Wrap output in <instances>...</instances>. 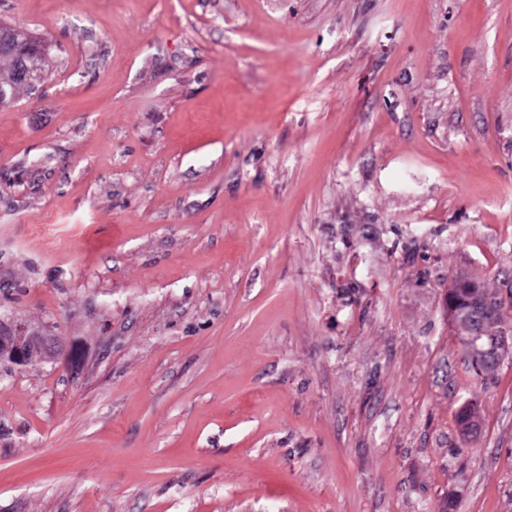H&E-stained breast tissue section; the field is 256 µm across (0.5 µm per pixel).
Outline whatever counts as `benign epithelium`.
Here are the masks:
<instances>
[{
	"instance_id": "1",
	"label": "benign epithelium",
	"mask_w": 512,
	"mask_h": 512,
	"mask_svg": "<svg viewBox=\"0 0 512 512\" xmlns=\"http://www.w3.org/2000/svg\"><path fill=\"white\" fill-rule=\"evenodd\" d=\"M450 288L463 300L448 294V317L455 332L469 341L467 351L480 374L490 363V352L512 341V321L503 315L496 299L484 295L477 280L456 275ZM61 353L55 336L45 329H31L22 320L0 317V363L30 369L55 360Z\"/></svg>"
}]
</instances>
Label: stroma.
I'll list each match as a JSON object with an SVG mask.
<instances>
[{
	"mask_svg": "<svg viewBox=\"0 0 512 512\" xmlns=\"http://www.w3.org/2000/svg\"><path fill=\"white\" fill-rule=\"evenodd\" d=\"M0 512H512V0H0ZM475 408V437L460 412ZM456 288L459 292H463L464 300H458L451 292H448V317L455 332L460 335L458 338L465 351V342L461 336L469 341L467 351L479 373L485 375L486 364L491 363L489 353L492 349H497L500 346L505 348L509 344V340L511 344V320L503 315L495 298L482 293L480 290L482 286L477 280L467 277L465 274H458L453 278L449 287V289ZM461 303L465 307L457 310V306ZM496 321H498L499 328L496 326ZM488 325L494 327L495 336L488 346H482L475 338L482 336ZM61 353L55 336L45 329H30L22 320L0 317V364L30 369L54 361Z\"/></svg>",
	"mask_w": 512,
	"mask_h": 512,
	"instance_id": "obj_1",
	"label": "stroma"
}]
</instances>
